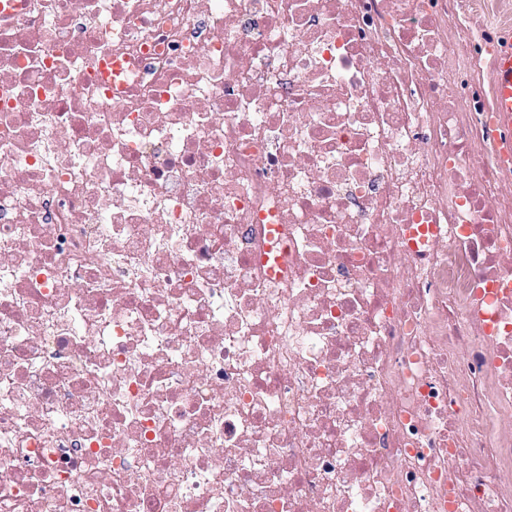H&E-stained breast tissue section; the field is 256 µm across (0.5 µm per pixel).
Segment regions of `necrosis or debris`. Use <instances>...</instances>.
Returning a JSON list of instances; mask_svg holds the SVG:
<instances>
[{
  "mask_svg": "<svg viewBox=\"0 0 512 512\" xmlns=\"http://www.w3.org/2000/svg\"><path fill=\"white\" fill-rule=\"evenodd\" d=\"M511 17L0 0V512H512ZM492 53V78L494 112H498L497 124L512 128V39L499 36L490 46Z\"/></svg>",
  "mask_w": 512,
  "mask_h": 512,
  "instance_id": "4bbe7bcc",
  "label": "necrosis or debris"
}]
</instances>
